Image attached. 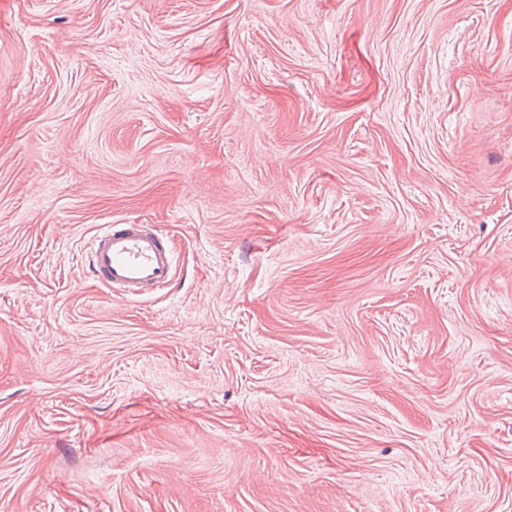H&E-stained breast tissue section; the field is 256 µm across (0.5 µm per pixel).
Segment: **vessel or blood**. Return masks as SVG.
<instances>
[{
  "instance_id": "obj_1",
  "label": "vessel or blood",
  "mask_w": 512,
  "mask_h": 512,
  "mask_svg": "<svg viewBox=\"0 0 512 512\" xmlns=\"http://www.w3.org/2000/svg\"><path fill=\"white\" fill-rule=\"evenodd\" d=\"M86 273L124 296L167 287L174 261L163 234L144 224H108L87 254Z\"/></svg>"
}]
</instances>
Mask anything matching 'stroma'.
<instances>
[{
    "label": "stroma",
    "instance_id": "stroma-1",
    "mask_svg": "<svg viewBox=\"0 0 512 512\" xmlns=\"http://www.w3.org/2000/svg\"><path fill=\"white\" fill-rule=\"evenodd\" d=\"M0 512H512V0H0ZM86 273L124 296L165 288L174 261L163 234L144 224H106L89 247Z\"/></svg>",
    "mask_w": 512,
    "mask_h": 512
}]
</instances>
